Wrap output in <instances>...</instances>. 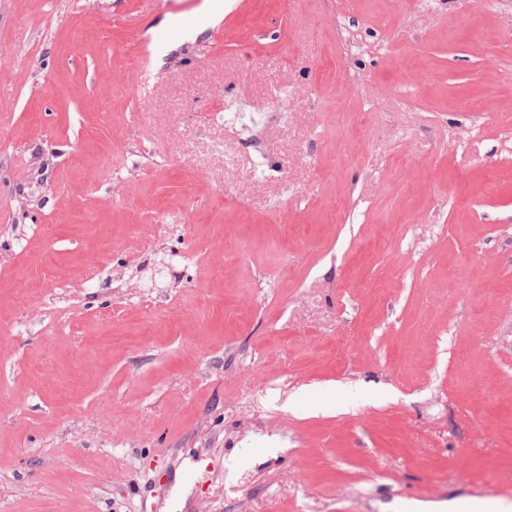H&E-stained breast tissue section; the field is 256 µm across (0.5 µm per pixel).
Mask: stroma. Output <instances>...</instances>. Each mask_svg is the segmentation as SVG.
<instances>
[{
	"label": "stroma",
	"mask_w": 512,
	"mask_h": 512,
	"mask_svg": "<svg viewBox=\"0 0 512 512\" xmlns=\"http://www.w3.org/2000/svg\"><path fill=\"white\" fill-rule=\"evenodd\" d=\"M512 503V0H0V512Z\"/></svg>",
	"instance_id": "obj_1"
}]
</instances>
